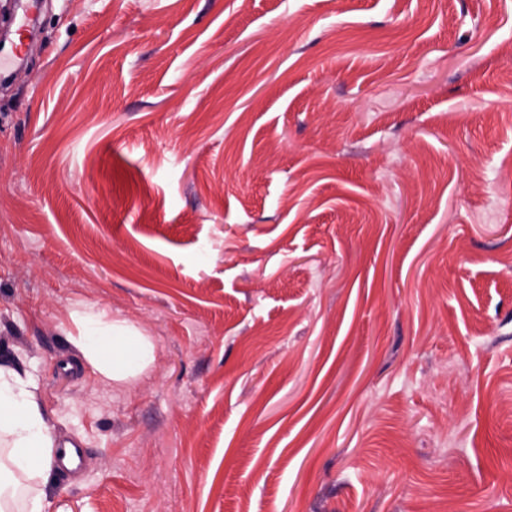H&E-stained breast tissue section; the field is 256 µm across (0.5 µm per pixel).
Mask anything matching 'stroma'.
Returning <instances> with one entry per match:
<instances>
[{"mask_svg": "<svg viewBox=\"0 0 512 512\" xmlns=\"http://www.w3.org/2000/svg\"><path fill=\"white\" fill-rule=\"evenodd\" d=\"M24 63L0 362L84 450L46 512H512V0H44ZM70 318L77 330L72 343L104 379L130 382L152 365L155 345L144 329L93 308L74 309Z\"/></svg>", "mask_w": 512, "mask_h": 512, "instance_id": "obj_1", "label": "stroma"}]
</instances>
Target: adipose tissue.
Here are the masks:
<instances>
[{"mask_svg": "<svg viewBox=\"0 0 512 512\" xmlns=\"http://www.w3.org/2000/svg\"><path fill=\"white\" fill-rule=\"evenodd\" d=\"M70 318L77 330L74 346L104 379L129 382L152 365L155 345L144 329L91 308L72 310ZM55 454L54 434L27 377L0 365V474L13 464L25 478H46Z\"/></svg>", "mask_w": 512, "mask_h": 512, "instance_id": "obj_1", "label": "adipose tissue"}]
</instances>
